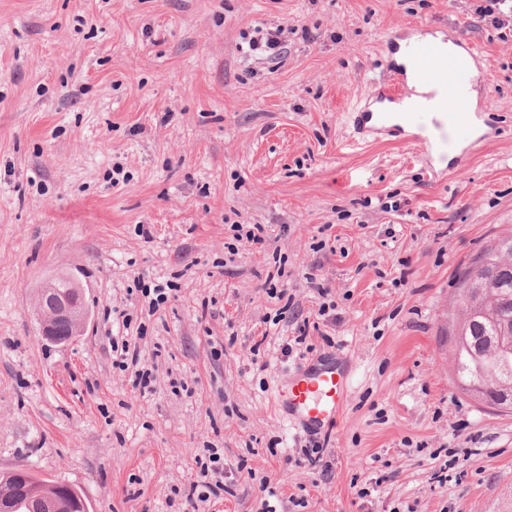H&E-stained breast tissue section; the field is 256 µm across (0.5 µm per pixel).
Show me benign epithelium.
Segmentation results:
<instances>
[{
  "label": "benign epithelium",
  "instance_id": "1",
  "mask_svg": "<svg viewBox=\"0 0 512 512\" xmlns=\"http://www.w3.org/2000/svg\"><path fill=\"white\" fill-rule=\"evenodd\" d=\"M49 281L37 297L41 340L51 344L68 343L81 335L87 320L84 290L72 280L67 287ZM9 486L0 495V512H16L18 495L28 497L29 512H89L88 499L78 488L51 479H40L26 468L0 473Z\"/></svg>",
  "mask_w": 512,
  "mask_h": 512
}]
</instances>
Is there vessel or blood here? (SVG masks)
I'll use <instances>...</instances> for the list:
<instances>
[{
  "label": "vessel or blood",
  "mask_w": 512,
  "mask_h": 512,
  "mask_svg": "<svg viewBox=\"0 0 512 512\" xmlns=\"http://www.w3.org/2000/svg\"><path fill=\"white\" fill-rule=\"evenodd\" d=\"M455 52L442 51L435 40L409 44L411 68L393 64L374 82L372 99L402 105L399 123L383 112H356L351 116L357 145L397 135L407 143L420 141L417 129L428 105L421 92L440 94V118L434 119V139L424 141L429 165H449L464 150L491 139L494 130L484 120L485 107L473 91L485 77L484 58L466 38L454 37ZM347 368L329 356L300 364L276 396L275 408L291 426H302L324 435L337 425L347 400Z\"/></svg>",
  "instance_id": "1"
}]
</instances>
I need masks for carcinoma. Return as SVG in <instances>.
<instances>
[{"instance_id":"obj_1","label":"carcinoma","mask_w":512,"mask_h":512,"mask_svg":"<svg viewBox=\"0 0 512 512\" xmlns=\"http://www.w3.org/2000/svg\"><path fill=\"white\" fill-rule=\"evenodd\" d=\"M480 255L482 267L470 264L457 282L462 313L448 331L457 385L478 398L487 385L512 391V353L491 347L497 337L512 336V236L485 246Z\"/></svg>"}]
</instances>
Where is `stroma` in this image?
I'll return each instance as SVG.
<instances>
[{
	"mask_svg": "<svg viewBox=\"0 0 512 512\" xmlns=\"http://www.w3.org/2000/svg\"><path fill=\"white\" fill-rule=\"evenodd\" d=\"M478 4L0 0V472L91 512H512V413L458 388L448 345L459 276L512 234V13ZM424 23L481 50L496 131L443 175L344 147L388 37ZM276 28L277 58L252 49ZM60 274L90 317L52 345L36 300ZM332 352L349 399L315 439L274 397Z\"/></svg>",
	"mask_w": 512,
	"mask_h": 512,
	"instance_id": "1",
	"label": "stroma"
}]
</instances>
